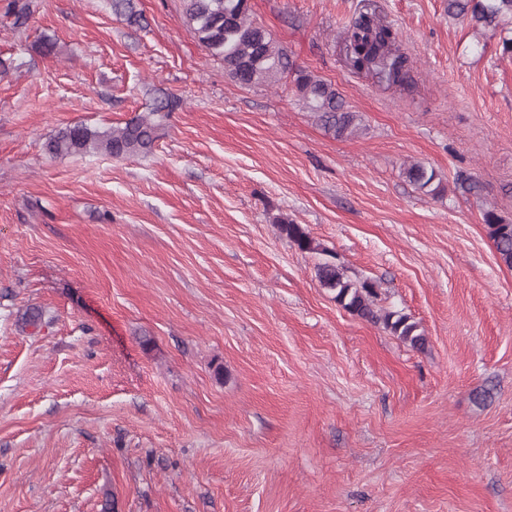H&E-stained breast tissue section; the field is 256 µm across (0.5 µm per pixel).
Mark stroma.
Masks as SVG:
<instances>
[{
	"mask_svg": "<svg viewBox=\"0 0 512 512\" xmlns=\"http://www.w3.org/2000/svg\"><path fill=\"white\" fill-rule=\"evenodd\" d=\"M38 2L17 30L0 0V512H512V268L483 223L512 222L502 33L448 0H249L362 116L336 139L291 82L232 81L182 0H137L141 29L108 0ZM364 6L397 31L408 85L350 70L341 33ZM160 89L184 105L152 155L46 153ZM412 162L441 195L405 180ZM325 259L425 348L338 305ZM406 180L417 191L425 195L438 196L441 192V183L438 174L432 168L428 169L421 163H412L403 169ZM438 180V182H436ZM278 231L282 237L288 239L294 246L303 252H318L322 248L300 224H294L287 218L277 217L275 220Z\"/></svg>",
	"mask_w": 512,
	"mask_h": 512,
	"instance_id": "35a3bbf8",
	"label": "stroma"
}]
</instances>
